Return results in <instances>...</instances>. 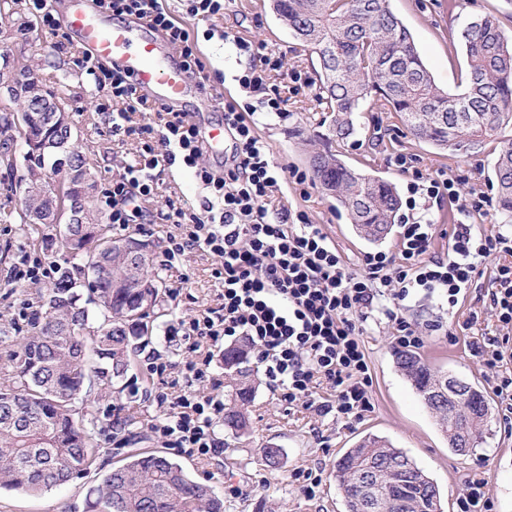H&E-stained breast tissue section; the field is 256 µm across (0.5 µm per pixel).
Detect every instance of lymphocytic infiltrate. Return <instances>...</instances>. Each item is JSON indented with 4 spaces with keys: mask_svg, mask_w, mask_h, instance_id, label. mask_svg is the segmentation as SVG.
Returning a JSON list of instances; mask_svg holds the SVG:
<instances>
[{
    "mask_svg": "<svg viewBox=\"0 0 512 512\" xmlns=\"http://www.w3.org/2000/svg\"><path fill=\"white\" fill-rule=\"evenodd\" d=\"M96 2L113 16H133L164 31L179 48L185 68L207 84L200 50L173 17L167 0ZM236 47L250 58L236 77L248 101L224 105V130L232 150L220 176L201 163L200 132L186 113L137 95L127 77L103 68L92 54L80 60L94 78L96 111L122 103L114 129L141 145L138 160L127 164L104 194L111 209L109 222L124 227L134 223L143 203L156 194L155 170L177 161L208 192L202 210L170 201L160 213L167 227V269L181 267L192 253L206 252L222 292L219 307L181 317L170 330L190 341L191 358L149 362L151 373L191 387L172 399L160 394L167 408L150 420L151 432L166 447L188 454L207 457L218 452L222 442L215 424L224 403L216 392L223 381L210 366L214 348L235 336L248 338L274 391L290 406L320 417L333 410L344 418H362L374 409L363 342L370 324L382 319L391 323L396 349L422 347L423 334L403 315L406 301L425 293L456 306L492 257L498 264L483 307L495 317L496 332L474 339L472 352L512 414V374L503 370L512 360V233L458 224L449 236L447 255L434 253L438 226L430 217L431 204L458 198L462 179L416 170L407 185L396 249L365 253L360 270H351L322 229L283 201V185L306 184L308 174L275 163L255 130L251 97H259L265 111L281 115L287 110V85L269 81L270 73L284 70L281 55L262 44L240 41ZM139 112L157 113L159 124L134 122ZM322 391L328 402L318 401Z\"/></svg>",
    "mask_w": 512,
    "mask_h": 512,
    "instance_id": "1",
    "label": "lymphocytic infiltrate"
}]
</instances>
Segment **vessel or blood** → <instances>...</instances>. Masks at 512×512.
<instances>
[{
    "label": "vessel or blood",
    "mask_w": 512,
    "mask_h": 512,
    "mask_svg": "<svg viewBox=\"0 0 512 512\" xmlns=\"http://www.w3.org/2000/svg\"><path fill=\"white\" fill-rule=\"evenodd\" d=\"M62 23L95 56L112 59L139 94L191 111L208 150L223 155L224 128L206 118L211 101L199 95L197 80L171 54L167 39L151 35L142 25L107 22L90 0H67Z\"/></svg>",
    "instance_id": "1"
}]
</instances>
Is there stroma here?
Segmentation results:
<instances>
[{
    "label": "stroma",
    "instance_id": "35a3bbf8",
    "mask_svg": "<svg viewBox=\"0 0 512 512\" xmlns=\"http://www.w3.org/2000/svg\"><path fill=\"white\" fill-rule=\"evenodd\" d=\"M170 8L175 19L197 39L210 69L212 89L223 99L240 97L235 76L247 62L246 56L225 42L224 34L228 31L246 41L266 44L282 55L288 70L301 74L298 92L288 96L287 117L260 109L253 119L275 163L307 169L309 154L321 147L318 134L327 114L316 105L317 87L308 51L276 20L268 0H232L226 14L211 17L189 14L185 0H171ZM390 8L413 34L436 84L451 94L459 91L458 78L465 64L459 33L468 22L493 13L500 18L505 36H512V0H390ZM6 46L30 68L32 77L44 89L66 84V109L73 122V139L95 176L97 189L109 187L121 174L123 163L135 158L137 144L131 139L121 140L96 112L94 82L77 64L82 57L81 46L72 39L64 48H57L53 37L36 23L26 34L7 39ZM358 124L359 132L341 147L345 161L395 183L399 191H406L408 183L407 173L395 162L399 155L406 156L411 166L425 173L444 171L464 176L460 201L452 204L445 200L431 209L441 229L433 243L434 252L447 254L446 233L453 225L475 224L489 230L504 224L496 203L493 166L500 146L512 141V126L499 132L496 141L487 143L480 151L448 154L406 134L394 113L364 111ZM373 125L380 127L383 135L382 144L377 146L371 145L364 134L365 128ZM158 183L157 197L143 207L148 218L144 228L124 229L112 224L108 227L109 235H130L159 243L165 228L156 218L167 200L202 208L206 193L181 163L166 167L159 174ZM473 190L484 193L488 199L483 212H466L461 208V200ZM283 192L292 209L306 211L311 222L320 225L351 268L360 269L364 253L377 248L394 250L396 236L377 244L356 236L346 212L337 208L335 200L324 196L320 188L313 187L305 193L299 186L288 184ZM63 233V226L56 224L30 227L16 221L0 223V365L7 362L17 340L31 332L45 311L43 285L16 286L5 281V271L25 253L64 262L66 255L60 246ZM163 263V258H156L154 270L166 285L165 304L163 311L152 316L149 347L164 359L177 361L188 356V344L168 336V328L182 316L216 306L221 288L211 277L212 259L203 252L186 259L181 273L189 277L185 283L181 282V275L165 271ZM494 268V261H487L476 287L463 292L456 306L437 298L417 297L407 302L405 317L420 326L439 319L456 328L476 311L480 319L472 332L484 333L489 316L483 311L482 295L491 286ZM364 342L372 377L373 412L360 419L332 413L319 418L303 409L289 408L287 402L273 395L268 379L262 375L252 402L245 407L249 420L246 433L238 435L220 429L224 447L219 455L208 459L164 448L161 439L149 431L148 422L160 413L157 396L165 387L148 370L144 353H137L117 390L85 405L95 419V437L101 450L99 470L34 495L2 489L0 512H88L86 492L100 482L103 469L121 465L134 452L160 451L176 460L192 480L223 498L224 512H346L336 482V461L369 433L391 440L434 479L443 512H460L458 499L464 484L468 477L478 474L489 480L494 512H512V426L504 424L500 399L468 347L467 337L451 342L442 335L432 336L419 350L434 368L480 387L493 408L494 420L489 430L477 447L465 455L449 448L435 416L397 370L391 326L374 325ZM118 418L134 421L137 440H127L125 434L111 430V423ZM270 446L280 450L279 463L273 468L264 459V450ZM309 468L320 471L322 477L313 499L305 496L297 479L299 472Z\"/></svg>",
    "mask_w": 512,
    "mask_h": 512
}]
</instances>
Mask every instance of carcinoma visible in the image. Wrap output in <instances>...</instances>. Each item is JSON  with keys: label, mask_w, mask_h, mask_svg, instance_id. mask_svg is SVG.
<instances>
[{"label": "carcinoma", "mask_w": 512, "mask_h": 512, "mask_svg": "<svg viewBox=\"0 0 512 512\" xmlns=\"http://www.w3.org/2000/svg\"><path fill=\"white\" fill-rule=\"evenodd\" d=\"M277 19L314 55L318 102L331 112L323 149L310 155L309 165L323 193L349 214L353 231L377 243L397 223L401 198L396 186L346 164L339 148L357 132V114L364 105L393 112L415 138L442 152L481 149L498 132L512 125V40L505 37L498 16L489 13L471 20L470 37L460 32L466 54L465 92L447 94L434 82L413 37L393 13L389 0H270ZM32 95L65 105L66 87L48 92L33 80ZM42 113L22 104L21 117L0 109V135L13 140L22 156L26 183L44 180L51 167L56 183L44 194L22 197L17 214L28 223L32 210L51 211L82 191V176L89 170L73 144L69 154L77 168L63 171L46 164V157L27 154V140L44 133ZM497 203L512 219V144L502 147L494 163ZM106 225L86 197L83 223L75 225L77 238H64L75 261L84 262L86 278L77 281L63 270L48 290V311L34 334L19 343L8 376L0 386V489L39 493L69 482L91 469L98 458L94 422L75 403L91 394L95 381L110 383L126 374L130 351L149 336L150 314L166 292L161 277L151 272L148 256L138 266L143 288L126 285L135 259L114 244L122 239L105 236ZM95 297V318L77 305L76 289ZM247 352L237 347L224 351L228 376L224 387L232 398L224 404V426L243 432L247 420L241 406L254 393L253 370ZM397 368L437 418L448 447L457 450L459 425L467 428L468 449L477 446L482 428L492 418L484 392L463 383L455 418L448 402L435 400V390L448 373L430 367L413 352L395 354ZM393 468L391 478L371 483L372 512H442L436 483L401 449L387 439L368 434L336 462V481L347 512H363L357 499L359 482L371 463ZM88 508L106 512H224V500L191 480L182 466L160 454L134 453L110 470L91 490ZM403 506L395 511L391 501Z\"/></svg>", "instance_id": "cac0c4a2"}]
</instances>
